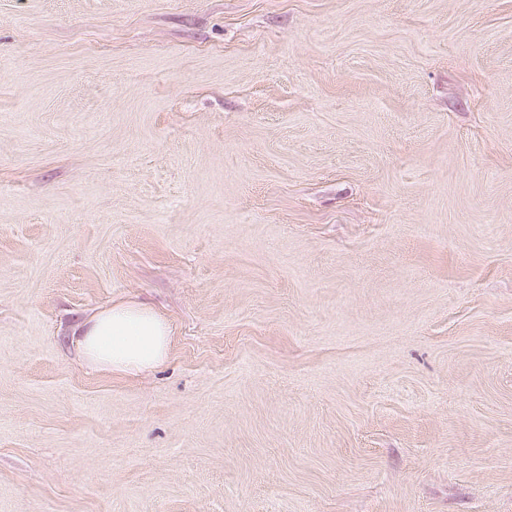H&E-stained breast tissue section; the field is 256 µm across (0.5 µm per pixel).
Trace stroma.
<instances>
[{
  "instance_id": "obj_1",
  "label": "stroma",
  "mask_w": 512,
  "mask_h": 512,
  "mask_svg": "<svg viewBox=\"0 0 512 512\" xmlns=\"http://www.w3.org/2000/svg\"><path fill=\"white\" fill-rule=\"evenodd\" d=\"M0 512H512V0H0ZM72 336L90 365L129 373L153 369L166 360L171 328L151 308L126 302L92 315Z\"/></svg>"
}]
</instances>
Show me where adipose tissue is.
<instances>
[{
    "label": "adipose tissue",
    "instance_id": "1",
    "mask_svg": "<svg viewBox=\"0 0 512 512\" xmlns=\"http://www.w3.org/2000/svg\"><path fill=\"white\" fill-rule=\"evenodd\" d=\"M74 336L90 365L129 373L153 369L166 360L171 328L151 308L126 302L78 324Z\"/></svg>",
    "mask_w": 512,
    "mask_h": 512
}]
</instances>
